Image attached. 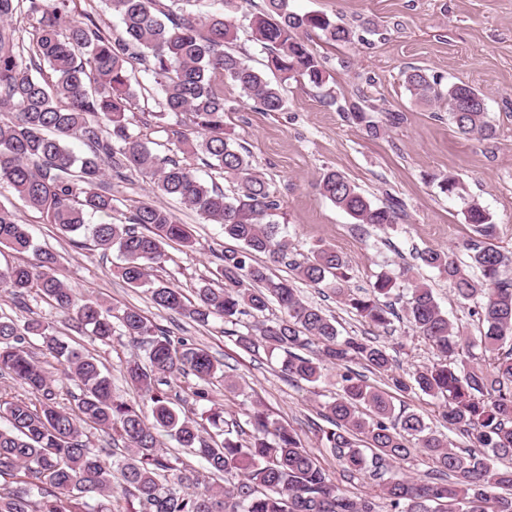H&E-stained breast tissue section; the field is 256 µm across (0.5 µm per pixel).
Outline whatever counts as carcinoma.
Here are the masks:
<instances>
[{
	"mask_svg": "<svg viewBox=\"0 0 512 512\" xmlns=\"http://www.w3.org/2000/svg\"><path fill=\"white\" fill-rule=\"evenodd\" d=\"M235 2L213 0L210 10L193 14L163 0H105L123 23V34L114 39L87 12L63 25L74 0H0V188L18 195L61 234L87 233L98 249H117V274L146 289L156 307L203 325L220 319L224 336L239 348L280 354L284 377L315 383L325 367L338 369L340 388L321 405L328 427L318 430V440L344 477L370 481V491L350 495L297 433L258 407L244 413L243 424L226 421L224 408L211 402V385L222 378L224 390L236 392L238 384L207 349L173 339L136 308L78 297L54 274L58 255L35 247L28 224L0 206V245L31 255L0 271V287L15 299L36 293L73 315L94 341L124 337L136 345L144 355L126 360L124 377L150 401L146 410L115 395L103 363L74 348L51 323L0 314V373L32 394L0 393V512H114L117 474L125 512H512V466L496 465L512 458V279L500 278L512 266V252L497 245L496 225L477 204L467 215L473 231L464 245L469 262L459 261L452 249L417 252L416 259L448 280L457 297L473 303L469 313L486 328L478 338L463 335L432 288L412 281L404 313L436 352L429 365L400 374L377 337L340 335L336 317L304 300L294 281L329 288L363 322L386 329L394 315L386 299L397 278L381 274L358 294L335 248L305 254L279 235L270 217L280 200L246 148L224 131V81L261 111L280 112L289 80L316 88L326 84V59L309 47V33L318 31L332 44L367 39L325 14L293 11L290 0H262L251 31L269 51L267 67L279 75L274 83L231 48L235 31L224 8ZM19 17L30 21L26 43L18 36ZM135 62L161 87L151 116L160 123L169 114L184 116L166 128L180 159L154 153L152 125L134 120L147 92L132 76ZM405 83L420 104L446 103L464 138L495 136L480 90L443 87L419 68L406 73ZM337 110L367 135L378 136L365 94L351 95ZM73 139L83 141L88 152H71ZM199 163L236 184L233 194L200 179ZM130 174L146 178L155 192L221 225L224 236L241 243L219 255L223 283L204 282L190 300L181 289L152 278L154 266L165 261V245L191 247L192 234L173 210L153 201L136 202L124 221L110 220L116 211L112 180ZM318 188L356 224L385 231L400 220L398 200L378 205L341 172H326ZM96 214L109 220L88 223ZM259 255L265 260L257 261ZM286 259L292 281L273 273ZM272 303L279 314L270 318ZM247 316L253 321L244 322ZM29 336L41 340L43 353L79 387L73 405L61 406L55 380L25 346ZM357 366L386 377V387L369 384ZM188 376L190 397L208 403L197 419L177 407L180 396L169 389ZM392 390H418L441 400L448 433L420 413H395ZM85 425L122 448L94 447ZM163 432L179 451L162 447ZM451 433L468 437L472 448L459 449ZM417 453L430 464L426 477L394 468ZM186 456L201 470L187 464Z\"/></svg>",
	"mask_w": 512,
	"mask_h": 512,
	"instance_id": "cac0c4a2",
	"label": "carcinoma"
}]
</instances>
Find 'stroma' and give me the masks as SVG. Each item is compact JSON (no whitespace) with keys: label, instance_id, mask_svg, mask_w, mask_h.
Listing matches in <instances>:
<instances>
[{"label":"stroma","instance_id":"35a3bbf8","mask_svg":"<svg viewBox=\"0 0 512 512\" xmlns=\"http://www.w3.org/2000/svg\"><path fill=\"white\" fill-rule=\"evenodd\" d=\"M298 13L322 12L341 18L368 34L369 46L333 47L311 35L313 51L328 57L324 89L304 81H288L282 112H260L232 84L224 95L233 110L224 116L227 133L248 148L252 164L269 181L281 207L273 217L282 236L301 252L335 246L350 266L352 288H365L382 273L398 275L412 263L413 248L461 246L472 234L467 221L471 202H478L497 226V243L512 251V0H292ZM418 67L442 84H468L486 96L487 116L496 129L487 141L463 138L447 112L417 103L407 91L404 73ZM369 86L380 110L372 118L381 127L367 137L331 105V97H348ZM330 169L343 172L377 203L394 198L404 218L395 229L381 232L353 224L317 191ZM463 184L461 194L440 189L443 177ZM0 202L29 224L35 240L58 254L55 275L78 296H89L117 308L135 307L155 323L182 328L184 337L204 345L225 374L239 382L242 395L213 388V400L226 418L240 417L251 403H260L274 421L293 428L307 448L316 452L333 477L340 468L329 451L319 448L313 420L319 406L336 390V372L327 369L321 381H287L266 356L250 354L228 340L220 321L199 326L180 315L157 310L142 288L126 284L114 272L116 254L102 255L81 235L63 237L40 214L11 194ZM173 209L188 224L193 247L166 246L167 258L155 268L156 278L192 294L206 280H217V253L236 249L221 225L206 223L181 204ZM415 277L429 284L448 317L465 335L477 336L482 326L467 305L455 297L447 281L415 266ZM23 316L54 324L75 347L87 349L103 362L115 393L143 402L128 384L123 366L136 349L126 342L103 345L75 328L69 315L36 296L26 309L15 307L0 291V314ZM401 370L434 361L433 349L409 323L397 321L380 333Z\"/></svg>","mask_w":512,"mask_h":512}]
</instances>
